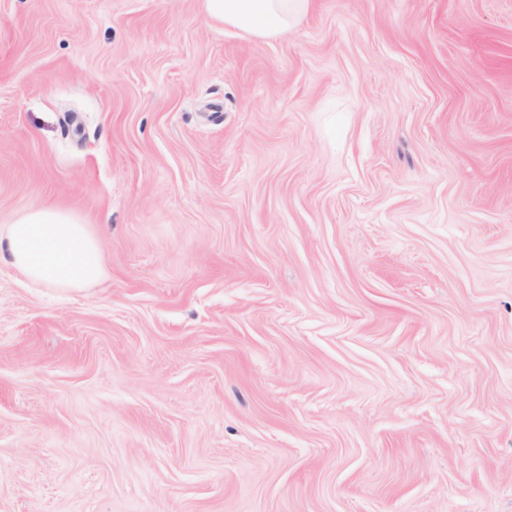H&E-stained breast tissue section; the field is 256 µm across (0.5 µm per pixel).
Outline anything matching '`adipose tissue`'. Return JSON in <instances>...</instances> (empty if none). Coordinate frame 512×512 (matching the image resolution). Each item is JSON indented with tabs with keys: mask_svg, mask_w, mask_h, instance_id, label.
I'll use <instances>...</instances> for the list:
<instances>
[{
	"mask_svg": "<svg viewBox=\"0 0 512 512\" xmlns=\"http://www.w3.org/2000/svg\"><path fill=\"white\" fill-rule=\"evenodd\" d=\"M312 0H201L213 22L247 36L265 38L291 31ZM9 262L29 282L82 288L103 274L96 236L78 216L59 208L31 209L7 225Z\"/></svg>",
	"mask_w": 512,
	"mask_h": 512,
	"instance_id": "adipose-tissue-1",
	"label": "adipose tissue"
}]
</instances>
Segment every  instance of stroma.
Wrapping results in <instances>:
<instances>
[{
    "label": "stroma",
    "instance_id": "1",
    "mask_svg": "<svg viewBox=\"0 0 512 512\" xmlns=\"http://www.w3.org/2000/svg\"><path fill=\"white\" fill-rule=\"evenodd\" d=\"M0 512H512V0H0ZM312 0H201L213 22L247 36L265 38L291 31L308 12ZM4 239L10 265L31 283L83 288L103 275L96 236L69 211H25L7 224Z\"/></svg>",
    "mask_w": 512,
    "mask_h": 512
}]
</instances>
